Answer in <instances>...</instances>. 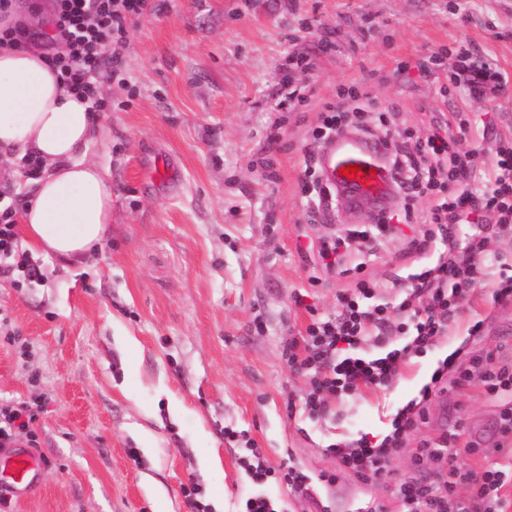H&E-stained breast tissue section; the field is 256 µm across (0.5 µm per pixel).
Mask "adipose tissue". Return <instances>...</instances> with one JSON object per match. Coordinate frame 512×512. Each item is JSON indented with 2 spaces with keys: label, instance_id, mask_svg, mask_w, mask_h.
Returning a JSON list of instances; mask_svg holds the SVG:
<instances>
[{
  "label": "adipose tissue",
  "instance_id": "adipose-tissue-1",
  "mask_svg": "<svg viewBox=\"0 0 512 512\" xmlns=\"http://www.w3.org/2000/svg\"><path fill=\"white\" fill-rule=\"evenodd\" d=\"M94 131L87 103L58 86L39 52L0 49V160L41 163L23 233L32 248L73 265L102 245L112 222V182L79 156Z\"/></svg>",
  "mask_w": 512,
  "mask_h": 512
}]
</instances>
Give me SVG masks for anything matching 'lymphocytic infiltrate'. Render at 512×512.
<instances>
[{
	"instance_id": "f902f5d3",
	"label": "lymphocytic infiltrate",
	"mask_w": 512,
	"mask_h": 512,
	"mask_svg": "<svg viewBox=\"0 0 512 512\" xmlns=\"http://www.w3.org/2000/svg\"><path fill=\"white\" fill-rule=\"evenodd\" d=\"M159 9L157 0H53L51 29L42 35L43 56L58 83L86 101L90 111H110L112 104L102 96L101 87L123 72L115 47L123 42L129 22ZM60 42L65 49L58 53L54 47ZM455 76L470 97L480 100L497 99L511 84L497 64L466 47L456 54ZM359 98L354 92L325 104L319 125L309 132L306 168L319 164L322 150L348 128L365 130V114L356 105ZM472 129L467 113L433 114L423 137L392 146L389 166L402 171L410 186L399 210L405 225L416 218L415 199H432L421 227L413 234L403 233L402 227L388 225L380 217L359 235L335 232L309 241L306 250L315 259L312 283L324 276L351 273L356 281L350 288L337 290L334 313L312 317L304 334L289 339L283 350L289 367L308 379L302 405L308 418L320 420L329 415L328 398L339 400L387 388L402 364L433 349L484 281L495 259L488 247L490 240L512 237V141L499 146L488 178L481 179L474 172V153L457 148L459 139ZM463 224L472 225V232L458 234ZM394 239L405 254L429 255L433 262L401 284L398 304H377L373 301L376 286L361 278L357 261ZM370 340L386 345V352L375 358L360 356L361 345ZM452 381L478 384L491 399L512 396L511 366L494 365L488 356L474 355L463 361L454 352L438 360L418 396L397 410L388 434L360 432L352 439L329 444L328 452L362 478L387 476L390 461L404 448L423 416L425 403ZM479 454L474 444H461L456 430L423 444L415 455L437 463L435 479L425 485L398 483V498L408 505V512H512V504L502 493L512 483V470L493 464L472 469L458 461L459 456ZM463 482L472 488L465 503L455 498V488Z\"/></svg>"
}]
</instances>
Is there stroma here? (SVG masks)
<instances>
[{
	"label": "stroma",
	"instance_id": "stroma-1",
	"mask_svg": "<svg viewBox=\"0 0 512 512\" xmlns=\"http://www.w3.org/2000/svg\"><path fill=\"white\" fill-rule=\"evenodd\" d=\"M324 38L333 50L320 51ZM460 42L512 77V0H170L129 25L125 81L107 83L112 109L82 151L112 178L102 250L69 266L22 239L18 253L41 278L17 286L12 258L0 272V406L44 403L39 489L12 492L14 512H188L190 483L206 512H242L259 491L279 512H360L371 500L400 512L396 481L435 477L433 460L412 459L422 442L457 429L481 449L466 466L512 458L504 405L476 385L431 396L387 479L364 481L327 450L360 430L387 433L459 347L512 365V301H493L495 281L388 389L333 402L326 419L306 417L307 379L282 357L288 334L309 321L297 296L329 313L350 283L311 285L298 247L370 221L343 206L332 222L309 220L305 131L339 90L360 85L373 130L384 115L395 130L424 134L426 106L475 113L487 128L458 148L489 167L496 140L512 134V91L490 103L442 95ZM288 76L311 90L295 109L273 111ZM422 267L392 242L367 257L364 274L376 302L392 304L393 278ZM254 448L276 472L261 486L241 465ZM290 465L311 477L310 494L278 479Z\"/></svg>",
	"mask_w": 512,
	"mask_h": 512
}]
</instances>
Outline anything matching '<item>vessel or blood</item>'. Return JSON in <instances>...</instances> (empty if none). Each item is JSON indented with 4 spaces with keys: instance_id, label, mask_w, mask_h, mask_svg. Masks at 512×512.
I'll return each mask as SVG.
<instances>
[{
    "instance_id": "1",
    "label": "vessel or blood",
    "mask_w": 512,
    "mask_h": 512,
    "mask_svg": "<svg viewBox=\"0 0 512 512\" xmlns=\"http://www.w3.org/2000/svg\"><path fill=\"white\" fill-rule=\"evenodd\" d=\"M323 175L351 204L365 200H384L390 195V183L375 151L354 138L342 137L329 144L322 154ZM355 166L354 176L342 170ZM42 462L33 453L0 454V486L32 494L38 489L37 474Z\"/></svg>"
}]
</instances>
